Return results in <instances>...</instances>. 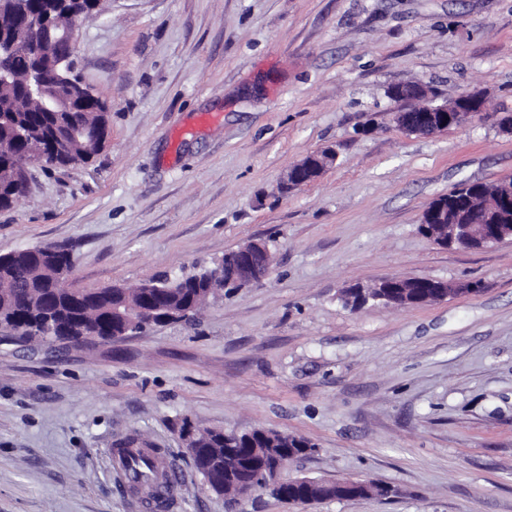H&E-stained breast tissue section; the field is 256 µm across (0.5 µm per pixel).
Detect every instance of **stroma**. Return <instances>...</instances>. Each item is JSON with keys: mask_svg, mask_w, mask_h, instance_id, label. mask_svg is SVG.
<instances>
[{"mask_svg": "<svg viewBox=\"0 0 512 512\" xmlns=\"http://www.w3.org/2000/svg\"><path fill=\"white\" fill-rule=\"evenodd\" d=\"M74 72L105 99L92 163L30 164L0 254L68 247L69 287L192 273L253 239L270 275L195 320L111 341L17 342L0 328V512H147L110 451L164 449L172 512H227L180 437L273 429L316 449L288 477L388 486L385 499L238 512H512V241L445 248L421 214L512 175V0H106ZM480 114L433 136L392 121L391 85ZM335 164L282 194L289 167ZM399 276L478 284L419 307L346 306Z\"/></svg>", "mask_w": 512, "mask_h": 512, "instance_id": "stroma-1", "label": "stroma"}]
</instances>
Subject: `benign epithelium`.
I'll return each instance as SVG.
<instances>
[{
	"label": "benign epithelium",
	"instance_id": "7a95c632",
	"mask_svg": "<svg viewBox=\"0 0 512 512\" xmlns=\"http://www.w3.org/2000/svg\"><path fill=\"white\" fill-rule=\"evenodd\" d=\"M79 8L66 9L49 20H41L28 13H18L13 24L0 30V61L16 49H24L51 70L62 63L71 61L75 51V30L79 22L94 11L95 0H77ZM68 91L53 93L41 91L42 109L46 112H64L76 101L92 94V91L78 82H65ZM389 95L401 101L419 99L421 109L401 110L393 114V123L409 134L434 135L445 131L451 125L459 124L462 115L472 116L474 108L481 102L482 95L477 91H466L451 101L439 102L431 91L412 83H396L389 88ZM336 161V153L327 149L309 154L294 164L280 181V189L302 186L310 180L319 178ZM497 188L498 207L494 216L479 211L478 197L468 195L462 199L427 207L421 217L420 225L433 228L448 226L447 236L441 239L445 246H457L465 241L469 247L482 248L497 245L506 239L512 240V224L506 220L512 211V180L501 178L494 182ZM272 257L268 245L262 240L251 241L237 248L234 255L224 266L214 273V280L224 284H233L238 288L259 282L271 272ZM400 277L386 278L374 288H355L358 304L368 300L386 301L399 294ZM142 293L155 292L160 302L141 309L142 315L126 319L118 312L112 315L122 321V327L112 330L113 338H123L134 334L151 323L163 324L183 320L185 309L166 301L162 288L145 281L139 284ZM428 297L444 300L450 295L473 294L477 289L468 283L450 284L442 280H427ZM305 484L313 486L308 478H285L282 470L271 463L262 470V478L243 487L241 496L246 497L259 490L270 492L282 502H288V486Z\"/></svg>",
	"mask_w": 512,
	"mask_h": 512
}]
</instances>
